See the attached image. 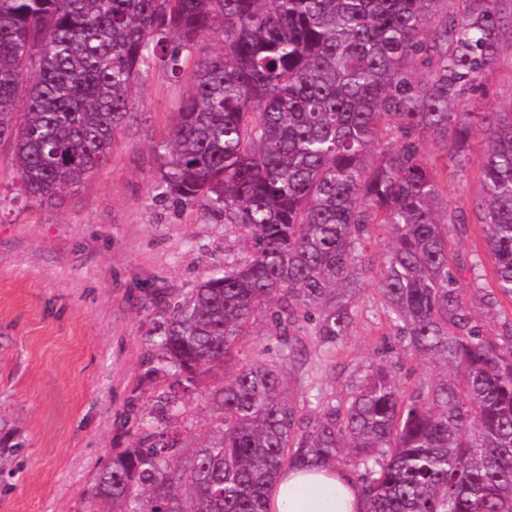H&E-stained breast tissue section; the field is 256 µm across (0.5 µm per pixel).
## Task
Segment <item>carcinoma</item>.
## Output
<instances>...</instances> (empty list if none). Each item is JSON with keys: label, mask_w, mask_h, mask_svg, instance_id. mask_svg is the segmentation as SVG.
<instances>
[{"label": "carcinoma", "mask_w": 512, "mask_h": 512, "mask_svg": "<svg viewBox=\"0 0 512 512\" xmlns=\"http://www.w3.org/2000/svg\"><path fill=\"white\" fill-rule=\"evenodd\" d=\"M452 2L0 0V144L24 195L56 206L107 165L158 59L194 83L154 184L224 215L247 247L186 297L159 295L152 371H174L179 390L155 430L113 451L80 512H266L277 473L311 465L350 471L365 512H512V110H485L481 93L512 50V10ZM206 33L220 52L183 55ZM476 129L482 194L469 215L442 212ZM470 217L494 278L469 296L451 235ZM359 277L376 281L403 350L442 376L407 392L371 366L338 396L314 382L315 416L299 418L283 395L298 331L333 352ZM259 317L284 347L214 388L215 437L177 436L179 398L230 365ZM8 440L0 474L20 452Z\"/></svg>", "instance_id": "carcinoma-1"}]
</instances>
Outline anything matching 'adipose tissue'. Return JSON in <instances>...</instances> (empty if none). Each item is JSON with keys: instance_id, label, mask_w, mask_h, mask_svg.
<instances>
[{"instance_id": "ef3b65f1", "label": "adipose tissue", "mask_w": 512, "mask_h": 512, "mask_svg": "<svg viewBox=\"0 0 512 512\" xmlns=\"http://www.w3.org/2000/svg\"><path fill=\"white\" fill-rule=\"evenodd\" d=\"M268 512H363L359 486L349 473L331 467L284 469L267 495Z\"/></svg>"}]
</instances>
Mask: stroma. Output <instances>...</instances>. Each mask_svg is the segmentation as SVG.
I'll use <instances>...</instances> for the list:
<instances>
[{"label":"stroma","mask_w":512,"mask_h":512,"mask_svg":"<svg viewBox=\"0 0 512 512\" xmlns=\"http://www.w3.org/2000/svg\"><path fill=\"white\" fill-rule=\"evenodd\" d=\"M484 82L487 110L512 108V55L502 54ZM191 89L188 78L152 61L108 164L57 207L22 194L0 147V417L22 446L14 476L0 477V512H75L113 449L134 443L138 421L173 382L151 372L162 320L157 293L187 295L243 256L241 234L223 216L174 208L152 187L162 163L155 147ZM484 147V134L475 133L468 167L449 169V210L468 208L480 193ZM352 310L353 327L334 356L303 336V359L286 373L297 411H311L312 376L333 394L373 365L402 381L429 378L427 365L401 350L376 282H358ZM217 418L204 387L171 426L205 439Z\"/></svg>","instance_id":"1"}]
</instances>
